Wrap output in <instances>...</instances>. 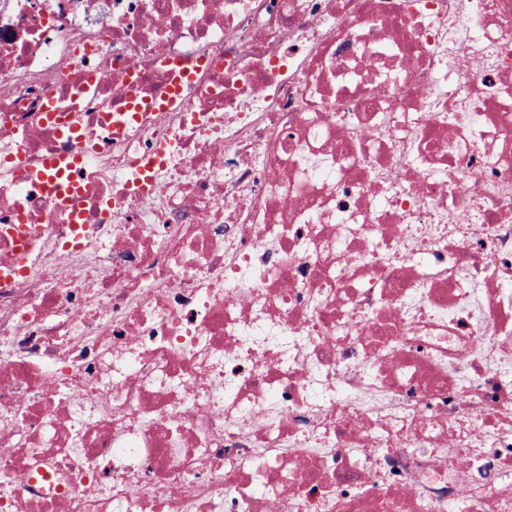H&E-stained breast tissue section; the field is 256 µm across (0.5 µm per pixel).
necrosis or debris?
<instances>
[{
	"instance_id": "4bbe7bcc",
	"label": "necrosis or debris",
	"mask_w": 512,
	"mask_h": 512,
	"mask_svg": "<svg viewBox=\"0 0 512 512\" xmlns=\"http://www.w3.org/2000/svg\"><path fill=\"white\" fill-rule=\"evenodd\" d=\"M0 512H512V0H0ZM61 161H63V159L54 157L47 158L44 162L45 171L40 172L38 178L47 176L49 181L48 187L51 194L64 197L65 194L70 195L75 191L74 187L70 183H67L66 169L79 164L81 158L79 155H75L66 168L60 166Z\"/></svg>"
}]
</instances>
